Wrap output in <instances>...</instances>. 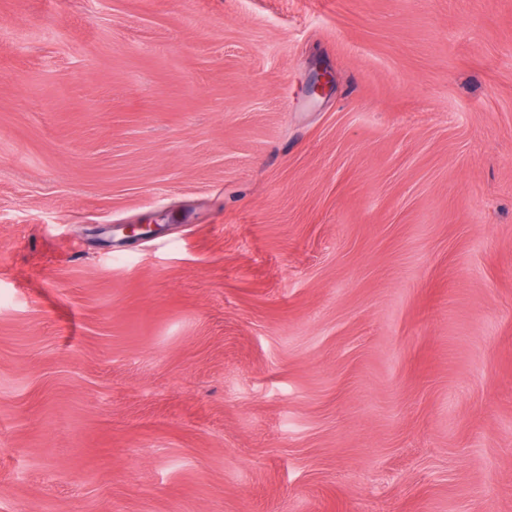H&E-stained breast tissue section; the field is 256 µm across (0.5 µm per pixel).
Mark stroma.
<instances>
[{
  "instance_id": "stroma-1",
  "label": "stroma",
  "mask_w": 512,
  "mask_h": 512,
  "mask_svg": "<svg viewBox=\"0 0 512 512\" xmlns=\"http://www.w3.org/2000/svg\"><path fill=\"white\" fill-rule=\"evenodd\" d=\"M0 512H512V0H0Z\"/></svg>"
}]
</instances>
